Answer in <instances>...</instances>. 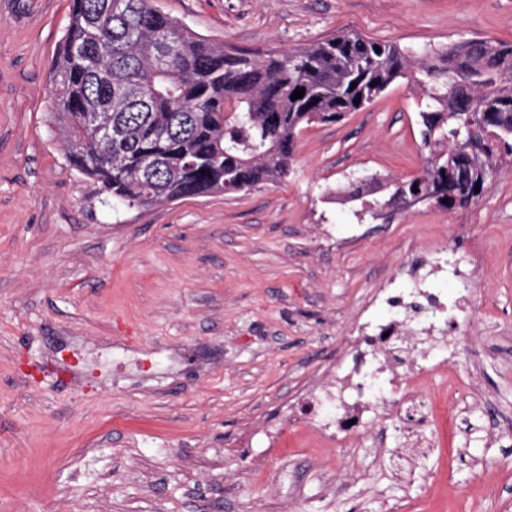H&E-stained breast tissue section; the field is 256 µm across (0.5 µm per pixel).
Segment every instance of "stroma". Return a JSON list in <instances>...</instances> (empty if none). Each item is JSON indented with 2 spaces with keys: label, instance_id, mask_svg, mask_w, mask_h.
I'll return each instance as SVG.
<instances>
[{
  "label": "stroma",
  "instance_id": "35a3bbf8",
  "mask_svg": "<svg viewBox=\"0 0 512 512\" xmlns=\"http://www.w3.org/2000/svg\"><path fill=\"white\" fill-rule=\"evenodd\" d=\"M215 42L288 52L341 30L419 59L512 43V0H155ZM69 0H0V512H512V167L465 207L356 218L360 177L423 167L406 82L300 134L287 176L231 194L109 205L55 133ZM478 260L477 390L428 384L427 445L390 430L374 472L290 431L288 402L422 254Z\"/></svg>",
  "mask_w": 512,
  "mask_h": 512
}]
</instances>
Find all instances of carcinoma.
<instances>
[{"label": "carcinoma", "instance_id": "1", "mask_svg": "<svg viewBox=\"0 0 512 512\" xmlns=\"http://www.w3.org/2000/svg\"><path fill=\"white\" fill-rule=\"evenodd\" d=\"M400 78L418 94L425 166L406 181H378L379 199L350 192L355 216L374 218L414 187L444 208L474 202L512 162V43L466 40L416 63L396 43L340 31L260 55L197 36L154 0H70L52 119L71 168L112 201L150 207L286 177L304 128L340 121ZM297 89L304 96L293 100ZM90 112L112 128L110 140L88 128ZM471 154L486 179L454 200L432 196L435 182L466 173Z\"/></svg>", "mask_w": 512, "mask_h": 512}]
</instances>
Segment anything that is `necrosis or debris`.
Here are the masks:
<instances>
[{
	"instance_id": "1",
	"label": "necrosis or debris",
	"mask_w": 512,
	"mask_h": 512,
	"mask_svg": "<svg viewBox=\"0 0 512 512\" xmlns=\"http://www.w3.org/2000/svg\"><path fill=\"white\" fill-rule=\"evenodd\" d=\"M443 271L467 281L476 269L432 259L402 285L376 291L375 300L393 310V319L363 321L347 337L336 368L289 404L297 427L351 448L361 429L379 434L396 426L413 434L432 419L429 376L445 366L471 376L477 359L471 322L478 305L471 292L451 300L431 288V277Z\"/></svg>"
}]
</instances>
